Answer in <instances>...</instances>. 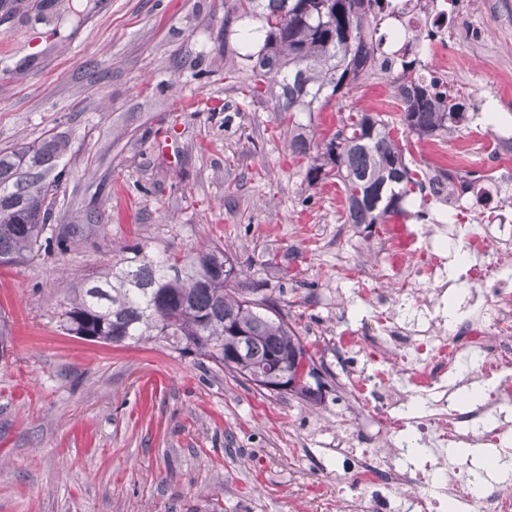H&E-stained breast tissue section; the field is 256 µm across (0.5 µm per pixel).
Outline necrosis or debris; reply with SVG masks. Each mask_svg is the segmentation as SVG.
Returning <instances> with one entry per match:
<instances>
[{"label":"necrosis or debris","mask_w":512,"mask_h":512,"mask_svg":"<svg viewBox=\"0 0 512 512\" xmlns=\"http://www.w3.org/2000/svg\"><path fill=\"white\" fill-rule=\"evenodd\" d=\"M376 37L396 65L420 63L447 81L452 19L463 0H381ZM485 106L472 108L469 154L482 153ZM482 182L463 193L429 177L432 224H381L354 247L377 255L374 287L359 289L362 317L337 304L331 352L347 410L336 454L344 512H512V127L502 128ZM462 303L449 324L444 297ZM475 448L479 457H460Z\"/></svg>","instance_id":"1"}]
</instances>
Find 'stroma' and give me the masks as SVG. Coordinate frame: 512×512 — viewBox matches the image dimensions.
I'll use <instances>...</instances> for the list:
<instances>
[{"instance_id": "stroma-1", "label": "stroma", "mask_w": 512, "mask_h": 512, "mask_svg": "<svg viewBox=\"0 0 512 512\" xmlns=\"http://www.w3.org/2000/svg\"><path fill=\"white\" fill-rule=\"evenodd\" d=\"M489 23L459 29V82L512 114V0H472ZM224 0H0V151L53 136L68 148L50 225L78 224L68 251L0 266V512H339L317 480L344 413L272 394L161 340L113 346L61 328L83 281L121 247L220 246L279 291L299 336L328 331L338 296L369 287L374 256H340L345 201L309 183L264 94L242 104L258 42L224 30ZM391 80L297 113L316 139L349 107H387ZM465 131L437 150L410 136V167L479 172ZM287 266L257 265L268 254Z\"/></svg>"}]
</instances>
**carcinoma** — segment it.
Wrapping results in <instances>:
<instances>
[{"label":"carcinoma","mask_w":512,"mask_h":512,"mask_svg":"<svg viewBox=\"0 0 512 512\" xmlns=\"http://www.w3.org/2000/svg\"><path fill=\"white\" fill-rule=\"evenodd\" d=\"M224 20L252 18L262 46L243 97L263 96L268 76L277 77L274 111L281 120L316 112L335 97L348 98L364 76H403L388 69L369 38L370 17L380 0H232ZM467 121L466 103L453 90L415 86L403 99L402 134L446 137ZM394 121L354 107L328 139L314 143L291 134L290 146L310 158L306 179L336 180L347 204L344 223L372 233L409 215L404 203L423 193L412 175L406 144L392 135ZM66 142L0 151V264L41 250H68L81 228L71 224L45 236L48 193L57 189L55 170ZM72 336L112 344L163 339L184 346L244 380L274 394L283 377L294 393L321 398L315 356L290 324L289 314L268 294L267 283L248 280L240 263L214 246L180 256H150L135 244L121 250L112 269L89 279L62 314ZM246 333L244 342L237 339Z\"/></svg>","instance_id":"obj_1"}]
</instances>
